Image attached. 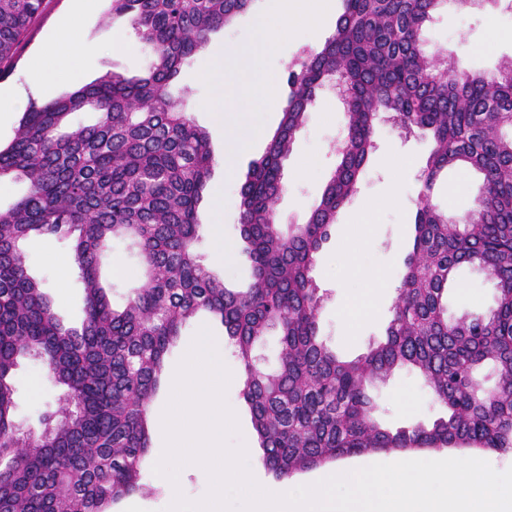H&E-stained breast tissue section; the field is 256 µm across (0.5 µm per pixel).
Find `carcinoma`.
<instances>
[{
    "label": "carcinoma",
    "instance_id": "carcinoma-1",
    "mask_svg": "<svg viewBox=\"0 0 512 512\" xmlns=\"http://www.w3.org/2000/svg\"><path fill=\"white\" fill-rule=\"evenodd\" d=\"M43 2L0 0V64L12 61ZM251 2L111 0L109 14L130 16L136 38L152 49L149 69L31 103L0 148V179L28 184L0 208V512H109L142 491L148 411L165 357L200 315L234 341L263 464L279 481L383 449H512V59L488 75L428 52L424 29L449 0H341L334 34L288 68L280 124L240 187L252 283L227 288L201 252L209 135L169 87L210 34ZM337 79L350 89L340 162L307 222L284 232L274 218L284 163L317 92ZM82 112L97 113L96 122H75ZM380 112L430 137L433 149L385 339L345 359L319 338L311 271L371 155ZM450 168L482 179L477 208L460 221L429 200ZM33 235L68 245L84 293L80 322H64L32 275ZM115 242L144 268L120 308L102 278ZM463 265L496 282V305L484 316L448 315V287ZM272 330L281 348L266 368L254 346ZM29 359L62 397L39 428L23 430L14 375ZM400 368L419 372L442 407L432 424L380 423L368 387ZM486 368L492 386L479 377Z\"/></svg>",
    "mask_w": 512,
    "mask_h": 512
}]
</instances>
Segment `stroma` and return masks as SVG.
Masks as SVG:
<instances>
[{
  "label": "stroma",
  "instance_id": "1",
  "mask_svg": "<svg viewBox=\"0 0 512 512\" xmlns=\"http://www.w3.org/2000/svg\"><path fill=\"white\" fill-rule=\"evenodd\" d=\"M106 0H95L92 10L77 18L75 39L94 43L95 56L82 58L65 52L54 33L73 15L75 0H44L43 9L31 23L13 61L0 72V89L21 93L13 113L0 116V144L14 138L20 119L30 102H44L62 92L81 87L98 77L116 72L127 76L145 72L153 61L151 49L135 43L127 53L110 52L116 37L133 40L131 20L108 17ZM265 0L238 15L228 27L214 32L207 46L185 64L178 88L190 93L189 110L196 123L209 133L214 166L208 191L199 205L203 225L206 262L230 288H243L252 279L251 263L242 251L239 230V188L249 163L266 150L267 136L277 128L282 110L261 102L244 109L225 111V104L245 93L257 75L281 82L286 68L297 63L312 48L314 33L330 37L340 13L332 7L319 21L318 29L298 22L284 33L274 48H265L258 26ZM74 16V15H73ZM429 51L471 72H495L502 59L512 57V0H467L435 15L424 31ZM223 58L228 73L224 83L205 79L201 70L213 55ZM233 127L247 147L230 151L225 127ZM346 134V109L331 88H323L297 134L283 169L285 191L276 204V222L281 229L305 223L318 204L325 185L339 162L338 142ZM375 149L362 173L356 192L336 216L328 238L316 257L312 277L322 297L317 314L320 337L344 358H352L383 340L397 299L398 287L412 249L415 215L419 207L420 174L428 157L429 140L401 129L390 114H379L374 122ZM478 175L451 169L441 173L431 192V201L455 218L475 209L480 194ZM397 190L398 203L385 204L390 190ZM233 248L231 262L214 257L215 236ZM32 273L42 281L64 321H79L83 290L77 270L63 272L69 259L66 245L49 238H33L27 248ZM114 305H122L129 289L139 285L141 267L124 246H114L109 256ZM497 290L492 281L475 269L460 268L448 290V312L459 317L487 313L495 305ZM362 300L367 315L347 316L354 300ZM209 327L219 353L231 372L240 363L220 324L197 319L188 322L179 341L170 348L163 374L171 376L196 333ZM16 421L35 427L45 412L57 406L59 391L45 379L41 368L22 362L15 374ZM378 408L377 416L389 428L429 423L441 412L422 376L411 370L395 372L387 381L369 387ZM168 386H161L151 406V449L144 461L143 481L148 492L135 493L113 503L111 512H164L168 496L153 467L164 445L161 414L169 400Z\"/></svg>",
  "mask_w": 512,
  "mask_h": 512
}]
</instances>
